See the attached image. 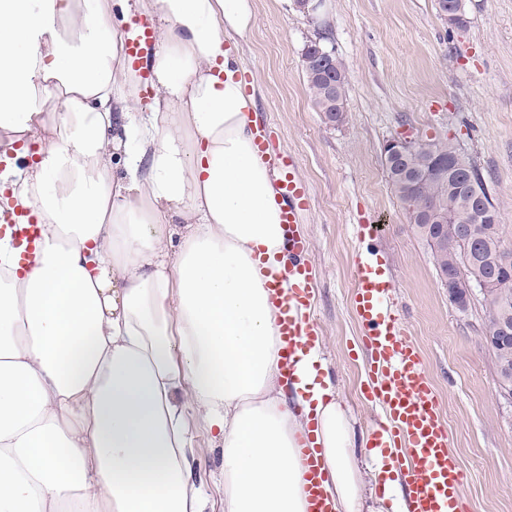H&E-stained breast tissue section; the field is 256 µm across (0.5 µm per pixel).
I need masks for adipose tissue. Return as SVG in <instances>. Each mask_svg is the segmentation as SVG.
I'll return each instance as SVG.
<instances>
[{"instance_id":"adipose-tissue-1","label":"adipose tissue","mask_w":512,"mask_h":512,"mask_svg":"<svg viewBox=\"0 0 512 512\" xmlns=\"http://www.w3.org/2000/svg\"><path fill=\"white\" fill-rule=\"evenodd\" d=\"M137 2L159 40L145 108L113 0H0V183L42 235L26 256L0 237V512H206L197 424L225 512H306L309 427L334 512H407L395 472L369 503L320 346L280 381V199L225 40L250 0ZM208 430L197 425L193 429L192 448L195 451L193 471L204 484L210 501L209 512L224 511V479L222 477L223 448Z\"/></svg>"}]
</instances>
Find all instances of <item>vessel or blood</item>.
<instances>
[{
	"instance_id": "1",
	"label": "vessel or blood",
	"mask_w": 512,
	"mask_h": 512,
	"mask_svg": "<svg viewBox=\"0 0 512 512\" xmlns=\"http://www.w3.org/2000/svg\"><path fill=\"white\" fill-rule=\"evenodd\" d=\"M128 66L149 80L157 35L145 20H132L123 31ZM297 160L286 154L280 162V221L288 259V289L280 299V333L284 341L282 378L292 384L298 351L319 336L312 309L315 283L307 255L310 241L298 231L309 211L312 191L296 174ZM17 248L33 251L41 227L28 212L9 213L6 221ZM388 275L379 263L356 264L352 307L358 316L367 353V393L381 407L383 419L369 437L370 447L384 452L385 464L404 482L408 512H471L462 489L466 473L449 450L448 428L440 414L437 394L402 318L388 301ZM307 512H332L323 493L319 453L312 445L300 450Z\"/></svg>"
}]
</instances>
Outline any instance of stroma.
Returning a JSON list of instances; mask_svg holds the SVG:
<instances>
[{
    "mask_svg": "<svg viewBox=\"0 0 512 512\" xmlns=\"http://www.w3.org/2000/svg\"><path fill=\"white\" fill-rule=\"evenodd\" d=\"M250 3V26L227 37L257 112L312 189L299 230L311 240L315 320L340 401L357 430L370 431L380 410L365 396L367 357L351 303L354 267L366 254L389 274L393 302L423 355L450 448L468 474L472 512H512V402L496 391L482 341L486 307L477 300L462 312L449 301L382 156L384 143L404 132L450 139L483 175L512 243V0H466L459 28L440 19L435 0H323L318 20L294 0ZM319 34L348 72L347 119L337 127L317 111L303 69V47ZM361 224L382 231L368 242ZM192 446L209 512H224L223 450L200 425Z\"/></svg>",
    "mask_w": 512,
    "mask_h": 512,
    "instance_id": "obj_1",
    "label": "stroma"
}]
</instances>
